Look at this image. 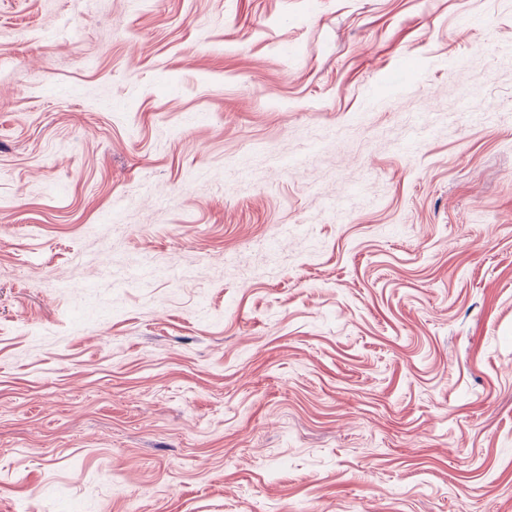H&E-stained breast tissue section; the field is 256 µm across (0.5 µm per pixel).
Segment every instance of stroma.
Instances as JSON below:
<instances>
[{"instance_id":"1","label":"stroma","mask_w":512,"mask_h":512,"mask_svg":"<svg viewBox=\"0 0 512 512\" xmlns=\"http://www.w3.org/2000/svg\"><path fill=\"white\" fill-rule=\"evenodd\" d=\"M0 512H512V0H0Z\"/></svg>"}]
</instances>
